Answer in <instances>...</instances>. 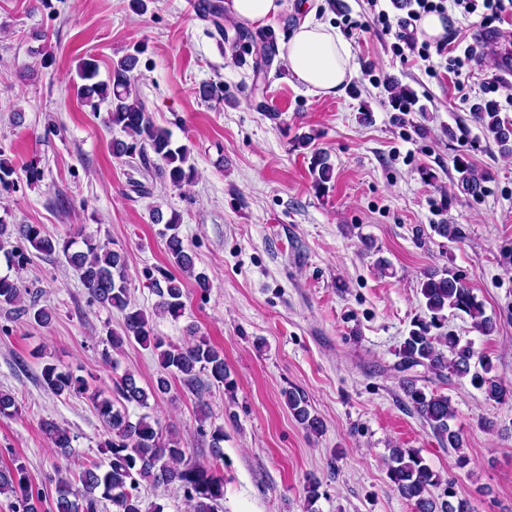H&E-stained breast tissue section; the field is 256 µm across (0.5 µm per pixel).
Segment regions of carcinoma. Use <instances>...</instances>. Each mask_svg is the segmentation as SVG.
<instances>
[{"instance_id": "obj_1", "label": "carcinoma", "mask_w": 512, "mask_h": 512, "mask_svg": "<svg viewBox=\"0 0 512 512\" xmlns=\"http://www.w3.org/2000/svg\"><path fill=\"white\" fill-rule=\"evenodd\" d=\"M236 48L243 55L253 56L252 69L255 77L266 72L276 55L275 43L268 38L250 48L244 35L237 34ZM138 63L137 55L128 53L112 63V75L107 82L96 80L97 64L92 58L84 59L77 68L83 84L78 86V97L92 111H100L106 105L107 123L125 133L130 141L112 142L113 154L122 157L139 156L149 163L148 153L160 161L155 173L161 180L180 188L191 182L195 176V165L191 151L185 145H174L171 133L158 126L138 97L133 71ZM487 138L496 143L504 152H512V120L500 115L498 108L485 104L475 114ZM461 174L464 190L478 194L482 189L484 174L478 172L465 157L455 161ZM311 170L315 185L325 186L332 179L333 169L326 155L317 152L312 156ZM155 223H164L162 235L166 238L167 255L170 263L181 273L192 278L195 286L205 292L209 281L202 273L195 272V262L189 248L179 236L180 217L176 214L165 220L161 212L153 214ZM7 225L0 224V253L7 264L24 269L30 257L23 243H28L45 258L62 256L77 272L81 283L99 305L115 309L122 315L120 330L107 334L109 348L102 353V360L113 362L112 354L119 353L124 346L135 342L157 353L160 372L148 386L139 384L132 372H126L113 381V389L91 386L89 381L72 370L55 363H47L41 370V383L52 393L61 396H84L92 402L97 416L109 435L103 443L105 461L83 467L74 479L56 471V499L53 512H98L99 499L112 502L113 512H145L139 494L141 483L153 486L174 485L183 490L184 497L192 512H218L224 499V477L217 475L211 466L193 461L181 441L163 438L158 421L148 414L131 419L127 405L149 407V400H156L170 392V378L179 377L193 390L202 389L205 384L224 386L228 373L224 362V350L213 345L204 336H194L186 345L166 342L154 335L152 316L145 310L130 303L127 288V258L113 250L110 242H100L90 236L83 239V247L75 248L70 238H54L47 235L39 224L18 226L20 243L9 248L6 235ZM420 294L425 300L429 320H420L411 329L401 344L396 368L400 372L421 366L437 378H470L471 385L484 393L486 399L495 402L506 396L498 376L492 374L491 362L483 356L478 364L472 365L475 351L472 343H461L451 334H434L446 319L445 311L462 312L473 320L474 328L484 335L495 329L493 320L485 316L482 304L461 278L448 269L430 270L419 281ZM183 280L175 275L161 272V279L154 282V291L159 297L155 314L181 316L183 301ZM28 289L17 279L0 277V305L10 306L22 315L29 316L36 324L48 326L52 311L41 306L36 297L23 304ZM208 381H203L201 376ZM403 389L413 412L422 418L436 436L448 447L462 448L460 431L453 428L455 409L448 396L417 386L413 378L403 379ZM285 402L295 420L310 432L322 431L323 423L311 413L304 391L292 387L283 391ZM209 418L207 405L200 404L199 432L210 438L209 449L213 460L223 458L224 429L216 427L206 430ZM42 430L61 456L67 458L72 448V437L68 430L52 421L42 422ZM387 476L391 487L398 494L414 503L416 512H471L470 503L460 498L448 484L447 499L438 503L428 497L429 488L441 482L440 475L433 471L411 448L391 450L387 464ZM0 494L16 500L21 512H38L34 503L33 478L25 464L13 460L10 467L0 468Z\"/></svg>"}]
</instances>
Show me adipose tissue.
Instances as JSON below:
<instances>
[{
	"label": "adipose tissue",
	"mask_w": 512,
	"mask_h": 512,
	"mask_svg": "<svg viewBox=\"0 0 512 512\" xmlns=\"http://www.w3.org/2000/svg\"><path fill=\"white\" fill-rule=\"evenodd\" d=\"M287 0H224V14L240 26L263 25L280 15ZM292 77L317 95L339 96L354 76L351 44L309 9L282 45Z\"/></svg>",
	"instance_id": "adipose-tissue-1"
}]
</instances>
